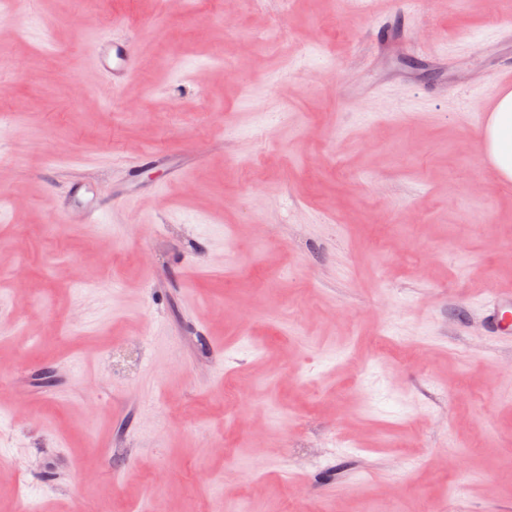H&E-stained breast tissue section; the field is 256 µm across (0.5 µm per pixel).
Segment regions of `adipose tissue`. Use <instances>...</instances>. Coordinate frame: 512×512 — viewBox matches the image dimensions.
Returning <instances> with one entry per match:
<instances>
[{
    "label": "adipose tissue",
    "mask_w": 512,
    "mask_h": 512,
    "mask_svg": "<svg viewBox=\"0 0 512 512\" xmlns=\"http://www.w3.org/2000/svg\"><path fill=\"white\" fill-rule=\"evenodd\" d=\"M482 158L499 181L512 180V91H504L480 133Z\"/></svg>",
    "instance_id": "obj_1"
}]
</instances>
